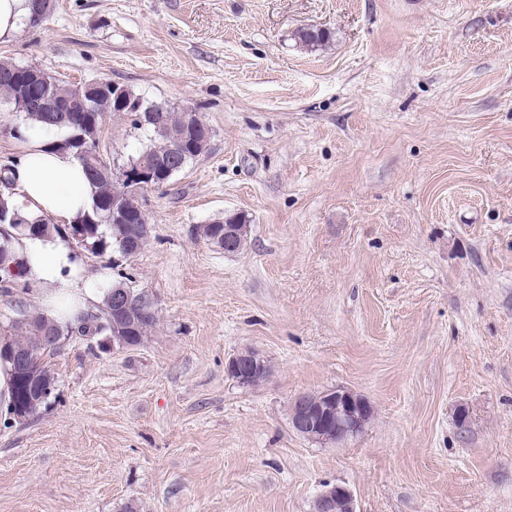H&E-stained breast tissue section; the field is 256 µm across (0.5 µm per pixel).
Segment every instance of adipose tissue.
I'll list each match as a JSON object with an SVG mask.
<instances>
[{
	"instance_id": "adipose-tissue-1",
	"label": "adipose tissue",
	"mask_w": 512,
	"mask_h": 512,
	"mask_svg": "<svg viewBox=\"0 0 512 512\" xmlns=\"http://www.w3.org/2000/svg\"><path fill=\"white\" fill-rule=\"evenodd\" d=\"M25 143L13 170L10 203L28 218L46 217L70 224L91 209L96 186L84 168L58 140L44 132L25 131ZM27 259V273L41 291L50 317L73 320L92 296L72 278V253L65 238H25L18 246Z\"/></svg>"
}]
</instances>
